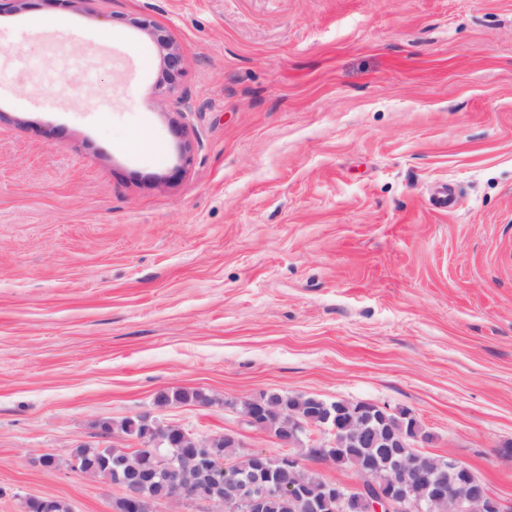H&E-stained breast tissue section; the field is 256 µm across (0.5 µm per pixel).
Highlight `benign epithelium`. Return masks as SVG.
<instances>
[{
	"label": "benign epithelium",
	"instance_id": "obj_1",
	"mask_svg": "<svg viewBox=\"0 0 512 512\" xmlns=\"http://www.w3.org/2000/svg\"><path fill=\"white\" fill-rule=\"evenodd\" d=\"M166 50L163 79L159 88L169 90L182 74L184 58L164 31L148 18L136 21ZM145 447L155 449L148 467L123 462L121 478L115 483L129 512H154L161 501L185 499L217 507L215 512H265L268 502L283 497L303 505L307 512L331 508L335 512H433L448 500V512H503L482 481L453 459L424 458L414 450L408 435L390 428L384 433L383 450L388 454L387 472L364 464L355 467L360 481L355 487L325 482L319 498L307 495L304 458L335 460L343 443H357L366 431L362 404L354 403L346 417H306L287 411L279 427L276 454L256 451V468L249 479L227 480L230 465L218 453L229 433L199 435L181 426L163 424L149 417L142 421Z\"/></svg>",
	"mask_w": 512,
	"mask_h": 512
}]
</instances>
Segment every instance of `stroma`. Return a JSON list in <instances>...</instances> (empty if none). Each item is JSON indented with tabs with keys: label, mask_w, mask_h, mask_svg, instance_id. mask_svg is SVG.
Wrapping results in <instances>:
<instances>
[{
	"label": "stroma",
	"mask_w": 512,
	"mask_h": 512,
	"mask_svg": "<svg viewBox=\"0 0 512 512\" xmlns=\"http://www.w3.org/2000/svg\"><path fill=\"white\" fill-rule=\"evenodd\" d=\"M273 391L406 410L512 505V0L0 13V512H113L66 465L106 420L278 452L226 405ZM136 24L142 30L149 31L156 42L166 50L163 57V79L159 83V88L167 92L176 79L182 74L184 68V58L181 52L176 48L171 39L164 31L156 26L148 18L137 20Z\"/></svg>",
	"instance_id": "obj_1"
}]
</instances>
